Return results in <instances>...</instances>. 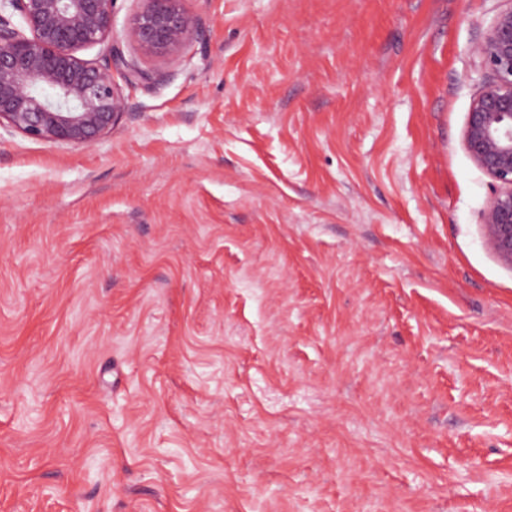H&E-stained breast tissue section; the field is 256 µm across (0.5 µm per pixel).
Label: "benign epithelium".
<instances>
[{"mask_svg": "<svg viewBox=\"0 0 512 512\" xmlns=\"http://www.w3.org/2000/svg\"><path fill=\"white\" fill-rule=\"evenodd\" d=\"M116 2L0 0V126L34 140L90 145L127 112L116 76L144 87L160 80L126 55L124 41L143 57H170L202 35L184 0H140L122 40L115 35ZM505 2L472 46L487 75L472 100L463 140L490 179L483 238L512 268V0ZM96 46L103 47L99 61L76 56Z\"/></svg>", "mask_w": 512, "mask_h": 512, "instance_id": "1", "label": "benign epithelium"}]
</instances>
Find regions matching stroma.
Returning a JSON list of instances; mask_svg holds the SVG:
<instances>
[{
    "mask_svg": "<svg viewBox=\"0 0 512 512\" xmlns=\"http://www.w3.org/2000/svg\"><path fill=\"white\" fill-rule=\"evenodd\" d=\"M184 7L104 138L0 129V512H512L502 0ZM472 46L487 70L464 129L466 151L490 179L491 195L481 212L485 241L512 268V1Z\"/></svg>",
    "mask_w": 512,
    "mask_h": 512,
    "instance_id": "stroma-1",
    "label": "stroma"
}]
</instances>
